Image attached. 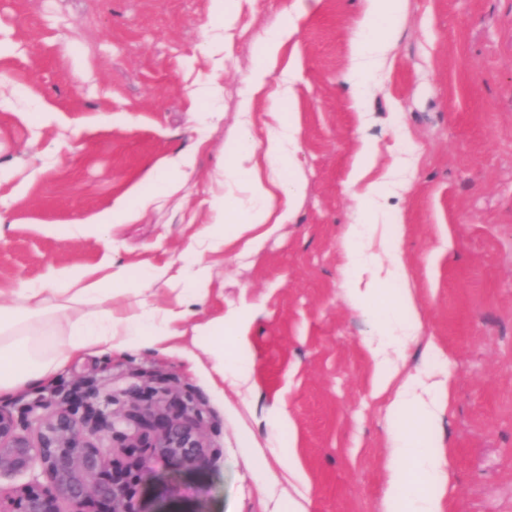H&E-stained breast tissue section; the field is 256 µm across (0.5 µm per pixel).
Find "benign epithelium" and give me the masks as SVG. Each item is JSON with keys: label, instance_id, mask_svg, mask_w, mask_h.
<instances>
[{"label": "benign epithelium", "instance_id": "1", "mask_svg": "<svg viewBox=\"0 0 512 512\" xmlns=\"http://www.w3.org/2000/svg\"><path fill=\"white\" fill-rule=\"evenodd\" d=\"M149 406L125 409L122 396L84 382L61 401L38 399L14 412L0 404V478L40 470L48 488L0 487V512H144L147 466L132 460L111 466L105 441L124 448L144 445L156 459L185 471L213 461L205 419L191 395L168 402L166 388ZM69 510L60 509V503Z\"/></svg>", "mask_w": 512, "mask_h": 512}]
</instances>
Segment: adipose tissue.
<instances>
[{"instance_id": "ef3b65f1", "label": "adipose tissue", "mask_w": 512, "mask_h": 512, "mask_svg": "<svg viewBox=\"0 0 512 512\" xmlns=\"http://www.w3.org/2000/svg\"><path fill=\"white\" fill-rule=\"evenodd\" d=\"M316 2L293 0L283 24L260 44L261 63L253 70L240 104L243 116H251L256 95L267 92L279 101L293 98V83L272 90L268 77L296 33L298 20ZM403 2L366 0L347 67L355 99L366 95L369 83L386 64L401 28ZM300 134L298 117L275 111L262 145H254L245 132L225 146L218 179L243 185L249 203L242 207L223 192L213 193L207 224L177 260L136 275L109 257L96 265L54 270L38 284L16 282L9 290L12 303L0 304V396L55 376L72 358L90 351L110 355H127L144 347L165 351L167 344L184 336L183 325L191 318L208 353L204 360L189 355L192 368L209 366L221 381L248 379L251 367L240 355L249 347L250 312L242 308L209 319L202 316L213 279V259L233 246L243 254L257 252L282 224L291 221L306 192L305 180L297 171ZM376 159V148L364 143L345 182L358 212L357 221L346 228V259L352 273V304L378 315L377 336L367 341L366 348L374 362L376 391L389 394L396 417L389 428L386 508L387 512H444L448 458L435 444L434 433L448 402L449 377L439 373L428 396H420L416 380L403 376L389 356L390 349H403L418 336L422 319L401 250L402 215L380 207L384 191L398 184L399 172L390 169L379 180H369ZM194 173V151L168 157L127 189L115 207L91 221L66 226L64 233L75 238L134 223ZM154 283L175 290L174 302L165 307L149 302L145 292Z\"/></svg>"}]
</instances>
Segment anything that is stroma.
Here are the masks:
<instances>
[{
    "mask_svg": "<svg viewBox=\"0 0 512 512\" xmlns=\"http://www.w3.org/2000/svg\"><path fill=\"white\" fill-rule=\"evenodd\" d=\"M291 0H236L231 29L214 24L209 0H0V195L13 202L0 226V288L40 281L62 266L105 255L139 271L177 259L209 220L206 204L241 134L239 103L257 48ZM363 0H320L298 23L270 77L299 59L297 152L307 183L293 219L257 253L227 255L206 312L248 307L255 320L248 387L190 370L179 350L92 353L53 380L10 396L18 409L87 379L117 388L131 373L176 378L207 410L218 455L200 472L148 460L146 512H385L393 416L373 394L364 340L373 314L349 297L344 232L354 218L345 181L361 138L376 139L379 167L414 161L408 187L389 197L405 219L401 242L423 321L405 369L427 374L426 341L443 354L450 398L436 439L449 461L445 512H512V0H405L403 27L362 103L345 82ZM218 79L222 119L196 155V174L111 235L61 238L56 228L110 209L162 159L198 133L189 92ZM51 106L36 129L24 113ZM80 130L53 166L42 153L62 127ZM285 406L289 424L275 422ZM295 445L304 482L258 480L252 456Z\"/></svg>",
    "mask_w": 512,
    "mask_h": 512,
    "instance_id": "1",
    "label": "stroma"
}]
</instances>
